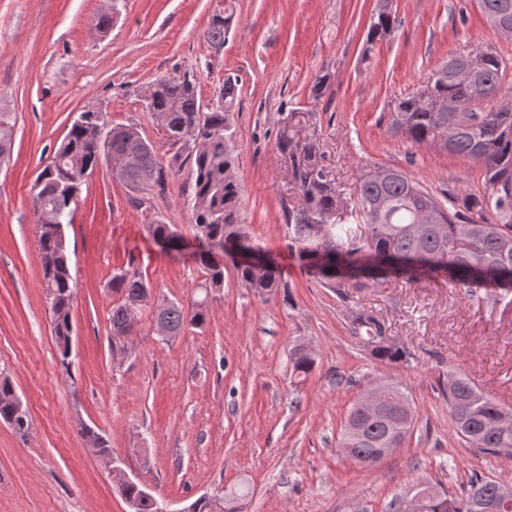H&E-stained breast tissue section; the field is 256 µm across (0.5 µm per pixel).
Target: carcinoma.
Listing matches in <instances>:
<instances>
[{
  "label": "carcinoma",
  "mask_w": 512,
  "mask_h": 512,
  "mask_svg": "<svg viewBox=\"0 0 512 512\" xmlns=\"http://www.w3.org/2000/svg\"><path fill=\"white\" fill-rule=\"evenodd\" d=\"M491 25L512 27V0H478ZM231 16L216 17L209 39L220 45ZM391 14L371 17L367 42L390 34ZM483 64L474 81L465 83L457 74L468 67L464 54L454 55L430 72L422 87L440 99L458 103L467 121L448 131V113L430 112L417 105V94L402 98L392 115V128L415 145H431L466 156L483 167L485 188L467 193L463 209L445 206L406 172L393 168L380 176L376 168L362 174L359 205L347 210L336 184L314 161L316 145L299 137L291 126L277 132V148L288 157L291 177L302 194V203L288 209V239L300 265L320 278L326 288L347 298L345 288L360 281L396 280L409 287H424L439 280L452 288L472 292L480 281L491 296L504 301L512 293V109L505 111L499 99L512 92L503 89L505 59L493 49H477ZM239 84L227 76L223 102L203 108L193 83L187 78L162 76L153 83L146 111L163 127L177 147L163 163L154 146L135 125L112 127L102 136V113L87 110L74 119L66 136L55 147L48 165L35 181V224L39 229L42 285L49 303L52 329L60 364L69 369L72 307L75 283L70 271L64 225L71 223L72 204L81 193L85 177L103 161L116 166L112 176L130 190L143 193L164 185L167 171L187 162L193 179L191 224L197 233L218 246L196 253L205 270L201 286L204 298L191 310L171 302L156 313V324L178 336L188 327L206 321L210 296L224 287V258L234 260L237 278L261 296L277 293L281 283L274 266L257 273L235 262L242 251L254 250L242 219L243 188L235 175L236 155L231 131L232 109ZM11 113L0 112V163L12 150ZM450 132L447 142L438 136ZM112 291L121 296L112 308V343L122 342L135 327L129 323V306L148 302L149 283L134 261L112 276ZM353 335L373 345L371 355L386 365L407 361L409 352L385 339V324L363 310H349ZM292 375L301 378L314 367L313 352L297 343L290 353ZM448 415L456 434L469 447L486 455L512 459V409L480 390L469 378L448 370L443 385ZM18 397L11 381L0 377V420L16 424L25 433L30 423L15 422ZM414 410L401 381H376L351 404L339 438V447L362 466L377 463L379 448H394V422L414 423ZM112 483L132 512H159L158 500L138 482L112 476ZM244 490L216 495L197 502L195 512H239ZM421 512H512V498L504 501L490 477L473 474L462 494L445 493L422 504Z\"/></svg>",
  "instance_id": "1"
}]
</instances>
